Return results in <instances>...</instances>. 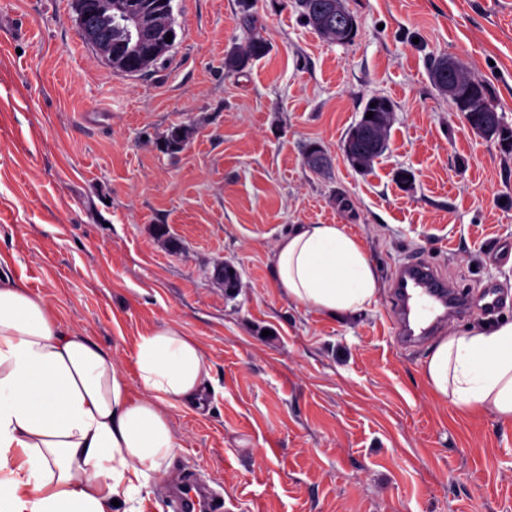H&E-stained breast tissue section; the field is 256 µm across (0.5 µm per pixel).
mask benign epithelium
<instances>
[{
  "label": "benign epithelium",
  "instance_id": "1",
  "mask_svg": "<svg viewBox=\"0 0 512 512\" xmlns=\"http://www.w3.org/2000/svg\"><path fill=\"white\" fill-rule=\"evenodd\" d=\"M78 27L85 42L96 49L110 65L119 63L122 70L135 73L142 64L156 61L169 52L172 43L153 41L155 29H168L166 11L151 15L143 11L138 0H73ZM126 32L127 53L122 59L112 52V25Z\"/></svg>",
  "mask_w": 512,
  "mask_h": 512
}]
</instances>
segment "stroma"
<instances>
[{
	"label": "stroma",
	"instance_id": "obj_1",
	"mask_svg": "<svg viewBox=\"0 0 512 512\" xmlns=\"http://www.w3.org/2000/svg\"><path fill=\"white\" fill-rule=\"evenodd\" d=\"M346 43L295 0H172V49L141 74L80 36L72 0L0 7V278L111 351L131 397L140 335L173 326L203 350L206 410L168 408L221 512H512V425L435 397V346L393 339L391 276L435 264L506 303L446 335L512 320V149L474 133L433 84L435 59L485 83L512 127V0H344ZM258 31L267 53L224 59ZM394 104L387 148L341 146L367 100ZM188 131L167 149L172 128ZM331 158L309 169L305 149ZM408 171L409 183L398 174ZM296 224H337L380 282L354 317L293 303L269 262ZM233 271L226 287L218 268Z\"/></svg>",
	"mask_w": 512,
	"mask_h": 512
}]
</instances>
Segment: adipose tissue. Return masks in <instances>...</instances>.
<instances>
[{
	"label": "adipose tissue",
	"instance_id": "obj_1",
	"mask_svg": "<svg viewBox=\"0 0 512 512\" xmlns=\"http://www.w3.org/2000/svg\"><path fill=\"white\" fill-rule=\"evenodd\" d=\"M270 263L298 305L352 316L376 301L367 252L339 225L296 226ZM134 359L136 400L110 351L0 280V512H142L181 447L166 407L204 409L212 378L200 346L170 326L139 336ZM424 375L460 410L512 423V322L445 337Z\"/></svg>",
	"mask_w": 512,
	"mask_h": 512
}]
</instances>
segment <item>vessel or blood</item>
Returning <instances> with one entry per match:
<instances>
[{
  "instance_id": "obj_1",
  "label": "vessel or blood",
  "mask_w": 512,
  "mask_h": 512,
  "mask_svg": "<svg viewBox=\"0 0 512 512\" xmlns=\"http://www.w3.org/2000/svg\"><path fill=\"white\" fill-rule=\"evenodd\" d=\"M392 280L390 310L398 345L423 342L466 305L459 289L425 260L402 263L394 270ZM165 497L172 512H221L223 507L214 490L192 472L179 477Z\"/></svg>"
}]
</instances>
